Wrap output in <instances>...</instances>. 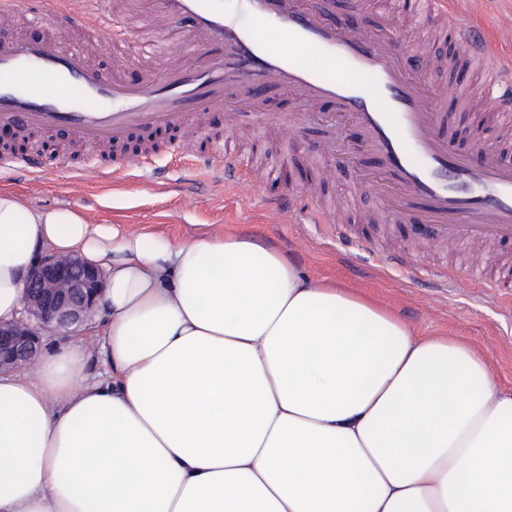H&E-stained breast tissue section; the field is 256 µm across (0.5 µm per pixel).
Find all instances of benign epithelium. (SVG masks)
<instances>
[{
  "mask_svg": "<svg viewBox=\"0 0 512 512\" xmlns=\"http://www.w3.org/2000/svg\"><path fill=\"white\" fill-rule=\"evenodd\" d=\"M97 268L78 256L48 254L32 267L23 295L24 316L0 322V371L33 364L44 332L81 325L103 295Z\"/></svg>",
  "mask_w": 512,
  "mask_h": 512,
  "instance_id": "obj_1",
  "label": "benign epithelium"
}]
</instances>
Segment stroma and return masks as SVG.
<instances>
[{"mask_svg": "<svg viewBox=\"0 0 512 512\" xmlns=\"http://www.w3.org/2000/svg\"><path fill=\"white\" fill-rule=\"evenodd\" d=\"M395 6L396 0H332L331 12L343 23L372 31L381 12ZM472 8L497 49L512 53V42L504 39L505 31L512 28V0H474ZM56 34L74 43L92 62L110 67L106 44L112 38L111 22L100 25L95 39L87 38L67 19ZM397 34L410 43L413 66L431 83L455 84L468 75L471 61L457 53L452 40L439 38L433 25L403 22ZM480 109L481 99L475 94L467 107L450 110L444 133L457 152L471 153L468 139L482 117ZM157 136L158 149L145 164L131 152L89 156L60 137L36 143L27 153L37 159L38 173H26L18 165H0V189L17 191L43 207L78 209L94 224H118L130 232L153 231L177 241L201 229L247 235L285 253L313 279L374 296L417 333L464 341L482 355L498 387L512 392V299L465 278L453 288L435 287L428 269L465 267L468 246L441 248L408 225L378 221V206L370 192L351 196L357 172L344 155L331 158V177L322 175L314 160L329 137L341 143L349 140L351 133L344 125L308 124L293 145L289 167L295 190H310L328 205H340L338 218L345 221L347 232L343 239L327 224L275 223L263 198L282 193L281 183H263L259 195L229 194L202 169L186 165L174 150L179 141L176 132L161 130ZM116 162L127 167L125 179L119 182L99 181L89 174L93 168L111 169ZM383 251L411 253L417 263L412 268L381 270L377 255Z\"/></svg>", "mask_w": 512, "mask_h": 512, "instance_id": "35a3bbf8", "label": "stroma"}]
</instances>
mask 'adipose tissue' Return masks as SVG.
Returning <instances> with one entry per match:
<instances>
[{
  "instance_id": "adipose-tissue-1",
  "label": "adipose tissue",
  "mask_w": 512,
  "mask_h": 512,
  "mask_svg": "<svg viewBox=\"0 0 512 512\" xmlns=\"http://www.w3.org/2000/svg\"><path fill=\"white\" fill-rule=\"evenodd\" d=\"M101 269L81 338L0 372V512H512V393L281 251L176 242L0 190V321L32 264Z\"/></svg>"
}]
</instances>
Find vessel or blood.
<instances>
[{
	"label": "vessel or blood",
	"mask_w": 512,
	"mask_h": 512,
	"mask_svg": "<svg viewBox=\"0 0 512 512\" xmlns=\"http://www.w3.org/2000/svg\"><path fill=\"white\" fill-rule=\"evenodd\" d=\"M40 19L57 27L61 14L75 15L95 30L111 21L122 45L113 72L59 38L35 42L24 37L0 44V126L17 131H64L81 146H112L132 135L150 141L153 132L185 130L203 113H237L247 106L258 124L271 120L262 92L287 93L299 110L283 128L304 132L321 100H335L357 138L353 157L373 156L374 170L356 188L377 198L380 210L425 228L432 241L512 242V164L487 152L481 163L451 152L442 127L446 104L457 101L464 84L433 86L411 72L406 46L389 29L367 34L335 22L326 6L312 0H242L243 24L224 18L214 0H53ZM420 17L436 13L460 51L473 58L491 105L490 117L512 122V64L487 46L472 24L448 9L445 0H408ZM190 20L180 59L170 55L148 66L135 84L118 75L131 51L169 47L175 24ZM273 28L289 49L267 52L260 34ZM216 44L220 53H208ZM243 162L230 143L214 148L207 166L225 187L244 182Z\"/></svg>",
	"instance_id": "vessel-or-blood-1"
}]
</instances>
